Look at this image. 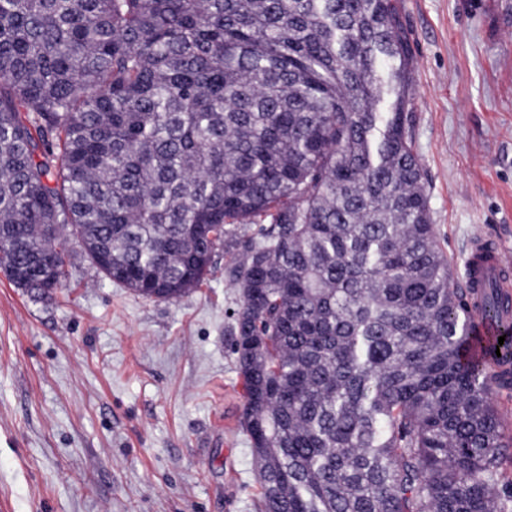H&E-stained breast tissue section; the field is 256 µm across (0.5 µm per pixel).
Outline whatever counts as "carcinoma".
<instances>
[{
	"mask_svg": "<svg viewBox=\"0 0 512 512\" xmlns=\"http://www.w3.org/2000/svg\"><path fill=\"white\" fill-rule=\"evenodd\" d=\"M412 95L393 0H0V268L50 298L62 224L172 301L232 248L257 512H512Z\"/></svg>",
	"mask_w": 512,
	"mask_h": 512,
	"instance_id": "obj_1",
	"label": "carcinoma"
}]
</instances>
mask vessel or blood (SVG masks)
<instances>
[{
	"label": "vessel or blood",
	"instance_id": "b4317fda",
	"mask_svg": "<svg viewBox=\"0 0 512 512\" xmlns=\"http://www.w3.org/2000/svg\"><path fill=\"white\" fill-rule=\"evenodd\" d=\"M464 283L468 288V307L472 317L470 336L461 349L465 360L494 361L503 377L512 376V362L491 359L490 352L497 346L507 329L482 314L481 307L487 293H496L501 302L512 303V260L505 255L499 232L488 229L473 237L467 248Z\"/></svg>",
	"mask_w": 512,
	"mask_h": 512
}]
</instances>
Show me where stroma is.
I'll list each match as a JSON object with an SVG mask.
<instances>
[{
	"instance_id": "35a3bbf8",
	"label": "stroma",
	"mask_w": 512,
	"mask_h": 512,
	"mask_svg": "<svg viewBox=\"0 0 512 512\" xmlns=\"http://www.w3.org/2000/svg\"><path fill=\"white\" fill-rule=\"evenodd\" d=\"M413 143L440 247L499 228L512 251V0H399ZM40 300L0 271V512H255L240 292L218 251L176 301L105 278L75 239Z\"/></svg>"
}]
</instances>
